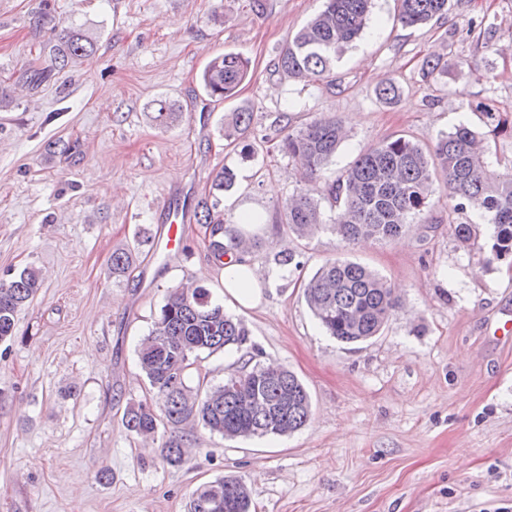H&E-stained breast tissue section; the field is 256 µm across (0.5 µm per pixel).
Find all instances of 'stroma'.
<instances>
[{
    "mask_svg": "<svg viewBox=\"0 0 512 512\" xmlns=\"http://www.w3.org/2000/svg\"><path fill=\"white\" fill-rule=\"evenodd\" d=\"M322 7L0 0V93L11 100L0 110V281L26 267L41 281L15 338L0 342V512H186L193 489L225 475L246 481L256 512H512V344L497 332L512 320V257L485 263L487 224L474 243L458 241L455 226L478 216L456 210L439 181L429 221L399 240L298 236L282 206L322 185L277 150L288 131L340 117L348 137L324 172L332 179L390 137L431 145L458 125L481 127L477 103L512 114V0H449L447 15L424 27L402 25L397 0H374L330 83L308 85L277 62ZM72 26L93 38L95 54L32 88L29 71L50 66L40 45ZM224 52L248 57L251 77L220 103L199 76ZM430 59L447 73L426 76ZM388 78L401 87L391 102L376 94ZM159 98L181 112L174 127L151 121ZM240 106L253 114L248 157L221 133ZM226 165L236 183L221 197L225 223L252 212L295 259L278 267L264 241L249 251L270 281L256 309L225 301L224 271L195 216ZM170 201L190 211L173 259L160 244ZM138 230L149 243L113 274V250ZM334 260L368 267L402 296L367 342H337L306 304L305 284ZM188 278L241 319L245 351L298 376L312 417L284 437L195 428L188 461L172 467L160 444L128 434L123 415L151 396L136 350ZM240 353L204 357L190 385L223 382L240 370Z\"/></svg>",
    "mask_w": 512,
    "mask_h": 512,
    "instance_id": "35a3bbf8",
    "label": "stroma"
}]
</instances>
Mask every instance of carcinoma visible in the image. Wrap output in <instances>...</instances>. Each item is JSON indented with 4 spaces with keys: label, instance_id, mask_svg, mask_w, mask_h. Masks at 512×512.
Wrapping results in <instances>:
<instances>
[{
    "label": "carcinoma",
    "instance_id": "cac0c4a2",
    "mask_svg": "<svg viewBox=\"0 0 512 512\" xmlns=\"http://www.w3.org/2000/svg\"><path fill=\"white\" fill-rule=\"evenodd\" d=\"M372 0H325L324 8L297 30L282 49L278 68L289 78L323 83L329 78L336 52L363 32ZM448 12V0H399L398 20L420 27ZM94 44L80 31L69 29L51 49L57 70L75 57L90 56ZM250 61L239 53H223L209 60L201 74L205 93L224 101L237 96L247 80ZM376 93L384 101L400 96L392 79ZM476 109L485 118L481 132L466 125L441 135L433 149L413 138L399 136L369 147L332 180L325 181L326 200L334 210L332 223L323 222L320 202L308 191L299 192L283 205L284 223L301 237L326 227L348 244L399 237L410 220H426L431 209L434 182L442 177L456 209H471L494 226L486 263L512 255V162L500 172L487 161L489 137L512 136V118L490 105ZM179 113L165 99H158L152 120L169 127ZM252 113L241 107L224 122L222 135L233 143L250 132ZM346 131L339 119L323 116L290 131L278 149L299 161L318 177ZM236 174L222 167L212 182V199L197 204L199 223L210 226L208 247L216 261L228 251L246 250L258 243L262 222L254 229L224 228L215 217L219 194L230 190ZM134 249L112 252V272L123 273L133 262ZM40 288L39 274L24 268L9 281L0 282V342L14 335L18 312ZM304 297L318 324L345 344L365 342L377 336L399 306L395 290L382 277L349 261L323 265L304 288ZM247 342L241 321L224 312L212 300L210 289L197 283L181 284L169 292L149 334L137 348L138 364L153 393L154 403H133L126 408L124 427L131 435L153 437L163 427L170 436L162 445L164 461L179 467L186 461V443L178 429L199 425L224 438L286 436L311 419V399L298 377L270 363L245 368L224 383L201 388L187 384L188 370L201 355L239 350ZM252 501L245 481L224 476L194 489L188 512H251Z\"/></svg>",
    "mask_w": 512,
    "mask_h": 512
}]
</instances>
